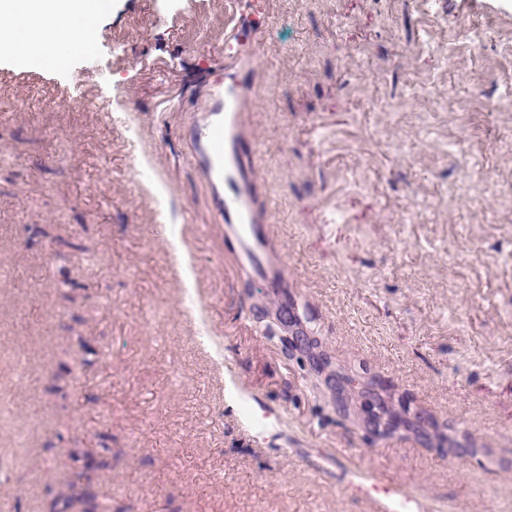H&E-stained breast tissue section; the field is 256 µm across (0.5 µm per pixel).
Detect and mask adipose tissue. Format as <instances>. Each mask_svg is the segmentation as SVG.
Instances as JSON below:
<instances>
[{
  "mask_svg": "<svg viewBox=\"0 0 512 512\" xmlns=\"http://www.w3.org/2000/svg\"><path fill=\"white\" fill-rule=\"evenodd\" d=\"M105 0H0V52L58 64L84 48Z\"/></svg>",
  "mask_w": 512,
  "mask_h": 512,
  "instance_id": "ef3b65f1",
  "label": "adipose tissue"
}]
</instances>
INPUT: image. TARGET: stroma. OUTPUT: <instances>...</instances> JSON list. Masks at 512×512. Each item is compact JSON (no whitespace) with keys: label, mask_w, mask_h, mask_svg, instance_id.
Masks as SVG:
<instances>
[{"label":"stroma","mask_w":512,"mask_h":512,"mask_svg":"<svg viewBox=\"0 0 512 512\" xmlns=\"http://www.w3.org/2000/svg\"><path fill=\"white\" fill-rule=\"evenodd\" d=\"M224 2L110 0L90 53L0 54V512H48L103 445L112 512H372L357 469L512 512V0ZM254 30L276 291L189 156Z\"/></svg>","instance_id":"35a3bbf8"}]
</instances>
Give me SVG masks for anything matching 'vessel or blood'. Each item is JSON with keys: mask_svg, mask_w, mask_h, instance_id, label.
<instances>
[{"mask_svg": "<svg viewBox=\"0 0 512 512\" xmlns=\"http://www.w3.org/2000/svg\"><path fill=\"white\" fill-rule=\"evenodd\" d=\"M248 89L241 76L225 77L205 122L189 134L190 150L219 200L224 231L236 242L243 269L268 287L278 288L288 273L267 244L255 180L246 163L247 156L257 153L256 143L246 137L242 125ZM349 486L355 492H371L373 512H419V504L396 483L359 473Z\"/></svg>", "mask_w": 512, "mask_h": 512, "instance_id": "obj_1", "label": "vessel or blood"}]
</instances>
